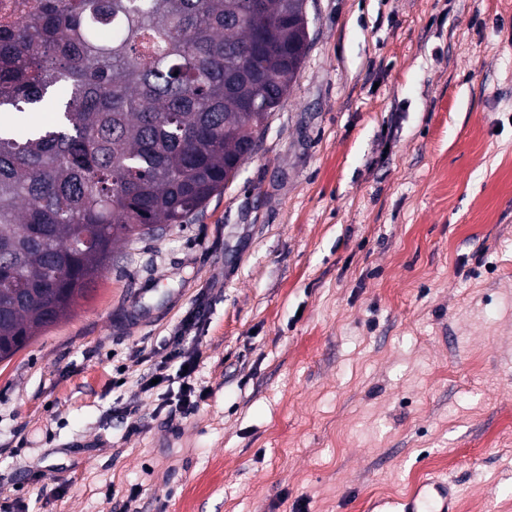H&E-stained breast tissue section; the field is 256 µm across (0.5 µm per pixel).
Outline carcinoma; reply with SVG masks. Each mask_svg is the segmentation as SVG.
<instances>
[{"instance_id":"cac0c4a2","label":"carcinoma","mask_w":512,"mask_h":512,"mask_svg":"<svg viewBox=\"0 0 512 512\" xmlns=\"http://www.w3.org/2000/svg\"><path fill=\"white\" fill-rule=\"evenodd\" d=\"M307 0H39L0 28V362L69 317L112 249L232 180L309 45ZM52 125L17 128L25 112Z\"/></svg>"}]
</instances>
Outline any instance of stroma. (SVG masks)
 <instances>
[{"instance_id": "1", "label": "stroma", "mask_w": 512, "mask_h": 512, "mask_svg": "<svg viewBox=\"0 0 512 512\" xmlns=\"http://www.w3.org/2000/svg\"><path fill=\"white\" fill-rule=\"evenodd\" d=\"M238 177L0 362L14 512H512V0H308ZM194 317L206 397L158 412ZM124 385H115L119 367ZM455 497L457 494L449 483L438 481L422 495L419 492L412 495L405 501L403 510L378 512H455L458 510Z\"/></svg>"}]
</instances>
